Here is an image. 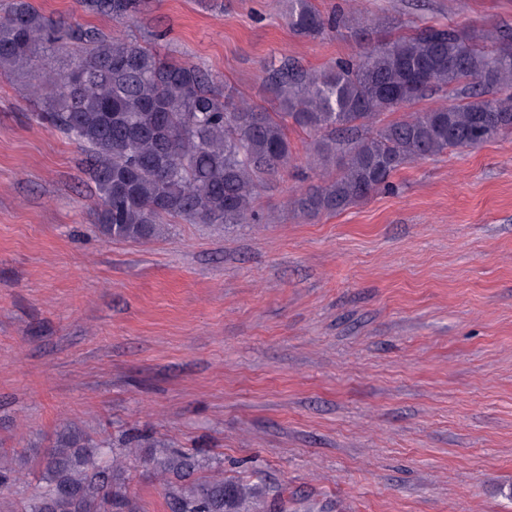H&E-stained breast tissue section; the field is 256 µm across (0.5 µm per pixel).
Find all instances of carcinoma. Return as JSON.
<instances>
[{
  "instance_id": "carcinoma-1",
  "label": "carcinoma",
  "mask_w": 512,
  "mask_h": 512,
  "mask_svg": "<svg viewBox=\"0 0 512 512\" xmlns=\"http://www.w3.org/2000/svg\"><path fill=\"white\" fill-rule=\"evenodd\" d=\"M79 4L123 23L145 0ZM287 21L308 38L346 24L343 16L323 17L310 0H291ZM63 49L67 68L45 63L46 52ZM15 72L33 73L31 92L46 95L36 122L90 152L102 233L132 241L160 237L171 220L255 219L259 187L290 163V123L322 135L314 162L336 166V175L292 198L304 215L341 211L389 187L393 173L412 161L476 148L512 130V95L490 93L512 86V39L483 48L444 26H419L327 71L285 61L269 74L278 110L265 112L217 93L194 65L123 37L56 23L32 0H12L0 14V74ZM460 83L466 102L382 122L385 113ZM122 464L112 448L92 451L80 432H59L45 456L43 486L22 512H112V474ZM143 466L175 479L172 512H233L246 494H227L221 480H186L200 463L175 448L154 449Z\"/></svg>"
}]
</instances>
